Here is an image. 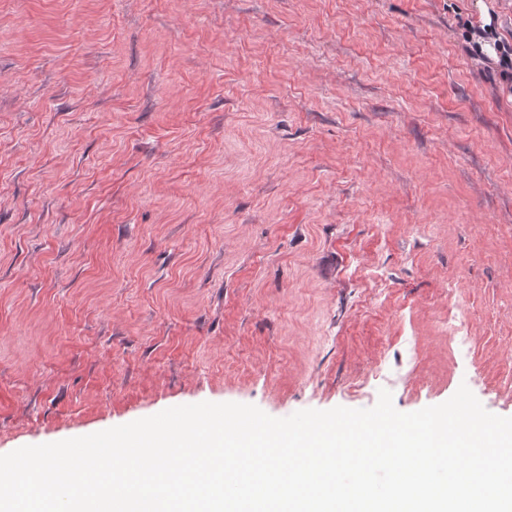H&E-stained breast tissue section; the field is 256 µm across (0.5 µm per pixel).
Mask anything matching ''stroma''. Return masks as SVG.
Here are the masks:
<instances>
[{"label": "stroma", "instance_id": "1", "mask_svg": "<svg viewBox=\"0 0 512 512\" xmlns=\"http://www.w3.org/2000/svg\"><path fill=\"white\" fill-rule=\"evenodd\" d=\"M477 29L512 45V0H0V455L463 375L512 417V82Z\"/></svg>", "mask_w": 512, "mask_h": 512}]
</instances>
